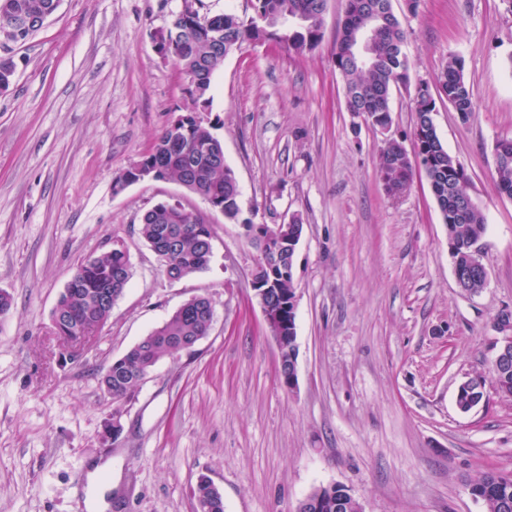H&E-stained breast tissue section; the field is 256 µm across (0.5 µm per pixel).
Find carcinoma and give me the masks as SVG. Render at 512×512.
Wrapping results in <instances>:
<instances>
[{"mask_svg":"<svg viewBox=\"0 0 512 512\" xmlns=\"http://www.w3.org/2000/svg\"><path fill=\"white\" fill-rule=\"evenodd\" d=\"M59 0H0V30L18 16L42 21L52 15ZM328 0H256V14L261 21L247 24L232 13L224 14V47L214 49L204 25L206 17L198 16L196 27H177L174 61L181 73L199 78L197 86L185 88L192 108L210 106L214 73L222 67L218 57L230 54L243 42L268 37L281 47L304 55L314 50L322 40L321 17ZM406 31L392 10L391 0H344V20L338 36L334 63L345 84L347 111L368 112L375 124H392L390 100L393 91L406 87L410 81L409 64L403 53ZM13 46L0 44V92L10 88L15 73ZM438 95L432 92L414 99L415 128L423 137L413 144L418 167L411 164L402 142L390 138L380 152L378 172H399L405 181H413L416 172L424 174L439 208L448 220V243L455 272L467 279V285L479 288L478 278L470 268V256L476 242L485 233L482 211L472 206L462 220L455 219L457 202L467 196L466 174L459 162L441 142L432 119L436 98L445 99L454 111L468 118L475 111L472 90L465 80L462 60L448 56V62L437 75ZM178 138L168 127L151 144L162 156L167 178L187 182L192 192L202 198H215L223 206L224 218L235 223H251L240 219L241 193L234 170L224 163V147L212 128L202 125L191 136L182 137L178 148H170ZM497 192L512 198V160L497 165ZM140 234L149 247H169L176 241L170 255V274L186 278L205 270L212 251L204 248L213 239V229L205 219H191L184 208L159 203L147 210L141 219ZM258 278L274 280L272 295L276 300L294 287L293 276L284 280L271 276L267 266H260ZM130 277V262L126 251H110L89 259L77 268L60 295L54 313L61 316L55 333L67 338L76 333L75 321L90 324L105 320L109 313L98 307L99 296L106 290L124 289ZM210 299L194 298L187 310L174 312L162 325L144 336L122 357L109 365L110 374L101 379L104 390L114 403L129 401L147 369L166 355L184 349L198 336H206L213 323ZM501 384L500 395L512 397V360L493 373ZM198 501L202 512H224V501L217 487L208 479L200 482ZM470 493L482 501L485 512H512V474L487 471L470 485ZM311 512H336V500L345 499L343 512H357L358 500L346 493L342 485L319 487L311 491Z\"/></svg>","mask_w":512,"mask_h":512,"instance_id":"cac0c4a2","label":"carcinoma"}]
</instances>
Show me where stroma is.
Segmentation results:
<instances>
[{
    "mask_svg": "<svg viewBox=\"0 0 512 512\" xmlns=\"http://www.w3.org/2000/svg\"><path fill=\"white\" fill-rule=\"evenodd\" d=\"M186 0H60L13 52L0 94V512H85L88 474L112 460L110 512H195L208 477L224 512H295L317 487L346 486L363 512H484L470 484L512 472V398L493 384L471 412L458 383L490 374L498 314L512 311V199L495 147L512 139V0H392L408 28L409 87L388 133L355 124L334 66L343 0L298 56L243 42L212 82L203 119L224 144L243 211L304 226L295 257L296 382L249 288L257 252L239 224L173 180L116 181L191 108L185 79L151 35ZM459 55L476 109L438 103L437 133L485 217L481 292L456 284L448 228L426 179L389 196L385 138L411 145L414 93ZM160 202L213 228L208 268L168 280L139 234ZM121 241L130 280L78 355L52 328L77 266ZM214 306L209 334L163 356L127 403L101 386L122 356L188 299ZM118 417L116 440L102 441ZM500 150L510 155V161H503L497 165L495 185L501 196L512 198V139L508 144H505V140L499 141L496 152L500 153Z\"/></svg>",
    "mask_w": 512,
    "mask_h": 512,
    "instance_id": "stroma-1",
    "label": "stroma"
}]
</instances>
